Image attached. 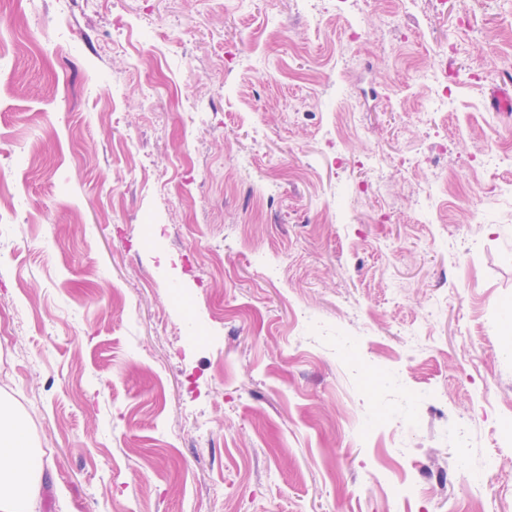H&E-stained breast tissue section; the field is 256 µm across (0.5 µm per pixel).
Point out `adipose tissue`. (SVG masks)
Wrapping results in <instances>:
<instances>
[{
    "label": "adipose tissue",
    "mask_w": 512,
    "mask_h": 512,
    "mask_svg": "<svg viewBox=\"0 0 512 512\" xmlns=\"http://www.w3.org/2000/svg\"><path fill=\"white\" fill-rule=\"evenodd\" d=\"M43 470L29 423L0 400V512H36Z\"/></svg>",
    "instance_id": "ef3b65f1"
}]
</instances>
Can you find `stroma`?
Wrapping results in <instances>:
<instances>
[{"label":"stroma","mask_w":512,"mask_h":512,"mask_svg":"<svg viewBox=\"0 0 512 512\" xmlns=\"http://www.w3.org/2000/svg\"><path fill=\"white\" fill-rule=\"evenodd\" d=\"M324 5H26L0 394L43 454L38 512H512V168L490 195L479 166L512 134V0ZM423 67L453 111L423 113ZM444 74H448L447 68L444 69ZM444 74L442 70L436 73L431 68H422L415 73L417 83L425 86L435 84L434 92L429 97V112H445L448 111V105L454 104V96L451 89L448 88L447 76Z\"/></svg>","instance_id":"35a3bbf8"}]
</instances>
